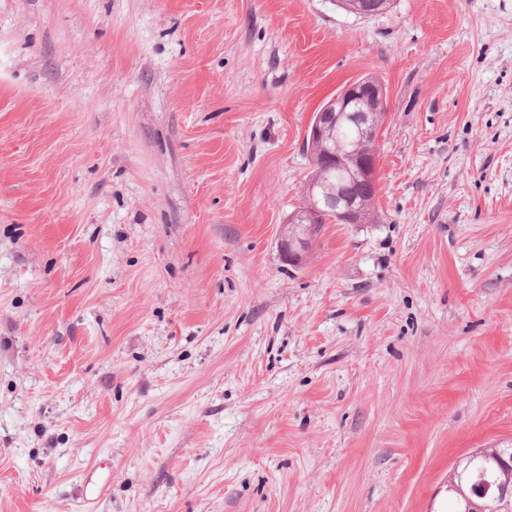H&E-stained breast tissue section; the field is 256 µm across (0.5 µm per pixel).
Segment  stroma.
Segmentation results:
<instances>
[{"mask_svg": "<svg viewBox=\"0 0 512 512\" xmlns=\"http://www.w3.org/2000/svg\"><path fill=\"white\" fill-rule=\"evenodd\" d=\"M387 91L374 224H283ZM512 442V0H0V512H448Z\"/></svg>", "mask_w": 512, "mask_h": 512, "instance_id": "stroma-1", "label": "stroma"}]
</instances>
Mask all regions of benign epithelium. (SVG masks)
<instances>
[{"mask_svg": "<svg viewBox=\"0 0 512 512\" xmlns=\"http://www.w3.org/2000/svg\"><path fill=\"white\" fill-rule=\"evenodd\" d=\"M385 99L380 81L357 80L312 114L306 141L317 175L305 184L302 205L283 225L280 250L289 263H301L304 235L327 214L342 224L365 223L363 196L376 194L378 186L375 144L384 124L378 105ZM344 126L358 135L348 148L338 138ZM468 457L483 459L482 471L496 469L502 477L470 483L464 512H512V444L492 455L477 448Z\"/></svg>", "mask_w": 512, "mask_h": 512, "instance_id": "obj_1", "label": "benign epithelium"}]
</instances>
